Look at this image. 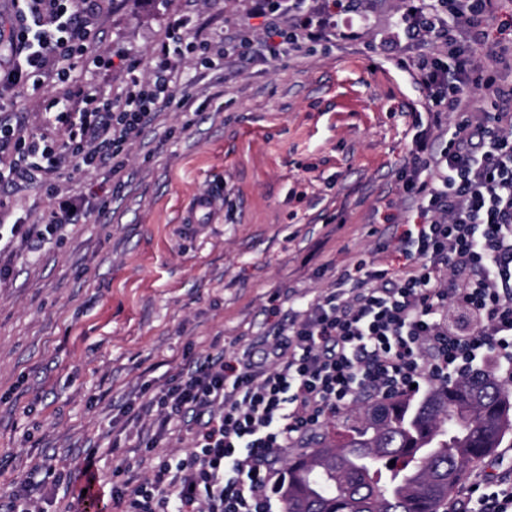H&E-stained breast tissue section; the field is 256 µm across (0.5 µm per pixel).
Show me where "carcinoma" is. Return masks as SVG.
<instances>
[{"label": "carcinoma", "instance_id": "cac0c4a2", "mask_svg": "<svg viewBox=\"0 0 512 512\" xmlns=\"http://www.w3.org/2000/svg\"><path fill=\"white\" fill-rule=\"evenodd\" d=\"M342 424L344 442L320 440L286 461L285 512H447L464 477L512 434V384L480 370L419 398L367 403Z\"/></svg>", "mask_w": 512, "mask_h": 512}]
</instances>
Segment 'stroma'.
Segmentation results:
<instances>
[{"label":"stroma","mask_w":512,"mask_h":512,"mask_svg":"<svg viewBox=\"0 0 512 512\" xmlns=\"http://www.w3.org/2000/svg\"><path fill=\"white\" fill-rule=\"evenodd\" d=\"M407 0H372L366 18L275 63L207 69L181 63L178 98L129 146L124 185L91 197L85 222L50 244L4 254L0 281V496L35 464L44 512L74 504L94 457L95 497L136 465L137 441L111 427L207 354L233 356L242 338L277 326L358 265L384 255L414 218L399 174L430 118L408 73L377 36ZM255 0H112L95 18L104 62L74 76L115 93L130 66L148 73L165 30L182 19L195 44L232 41ZM51 85L0 95L34 137ZM108 169L65 158L50 181L0 182V221L37 224L52 192L89 194ZM216 193L210 213L194 207Z\"/></svg>","instance_id":"stroma-1"}]
</instances>
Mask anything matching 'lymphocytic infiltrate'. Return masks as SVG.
Wrapping results in <instances>:
<instances>
[{"label": "lymphocytic infiltrate", "mask_w": 512, "mask_h": 512, "mask_svg": "<svg viewBox=\"0 0 512 512\" xmlns=\"http://www.w3.org/2000/svg\"><path fill=\"white\" fill-rule=\"evenodd\" d=\"M100 0H10L12 18L0 27V90L40 80L54 69L58 91L45 106L63 127L66 146L82 171L110 168L113 189L123 184V157L141 129L173 100L179 59L193 44L176 21L169 45L150 76L129 73L122 90L105 97L73 82L77 64L100 65L91 53L88 20ZM263 0L258 23L243 22L234 44L204 46L203 64L223 67L229 57L276 62L304 44L325 40L343 0ZM512 0H423L405 9L383 39L423 94L429 130L416 135L399 175L417 204L418 219L398 242L412 257L399 270L369 268L347 288L317 295L270 339L240 357L207 355L176 384L161 388L135 412L150 423L140 437L148 476L113 486L121 512H274L272 493L289 449L309 441L343 404L389 400L412 385L468 375L475 361L512 381V38L495 44L480 63L497 15ZM478 87L492 88L510 111L489 110ZM79 99V109L69 103ZM452 124H443L448 114ZM13 146L5 176L38 181L59 161L55 142L30 138L0 122V148ZM85 195L58 198L41 223L12 227L34 248L59 225L86 214ZM465 319L458 327L449 308ZM190 435L177 458L155 459L171 431ZM512 512V485L459 490L454 512Z\"/></svg>", "instance_id": "lymphocytic-infiltrate-1"}]
</instances>
